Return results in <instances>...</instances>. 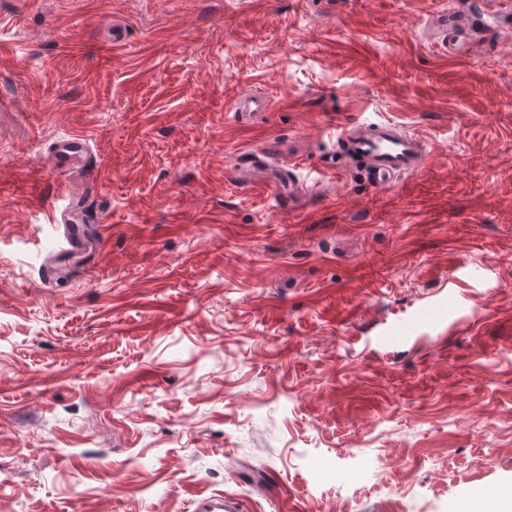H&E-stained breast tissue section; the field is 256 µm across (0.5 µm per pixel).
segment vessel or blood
Instances as JSON below:
<instances>
[{"label":"vessel or blood","instance_id":"b4317fda","mask_svg":"<svg viewBox=\"0 0 512 512\" xmlns=\"http://www.w3.org/2000/svg\"><path fill=\"white\" fill-rule=\"evenodd\" d=\"M337 141L376 188L389 187L394 178L418 171L422 162L421 141L390 121L344 125ZM194 512H242V502L235 495L210 496L196 500Z\"/></svg>","mask_w":512,"mask_h":512}]
</instances>
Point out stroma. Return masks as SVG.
Masks as SVG:
<instances>
[{"label":"stroma","instance_id":"1","mask_svg":"<svg viewBox=\"0 0 512 512\" xmlns=\"http://www.w3.org/2000/svg\"><path fill=\"white\" fill-rule=\"evenodd\" d=\"M464 7L0 0V512L512 489V0L451 55L437 15ZM363 120L420 170L369 185L336 141Z\"/></svg>","mask_w":512,"mask_h":512}]
</instances>
